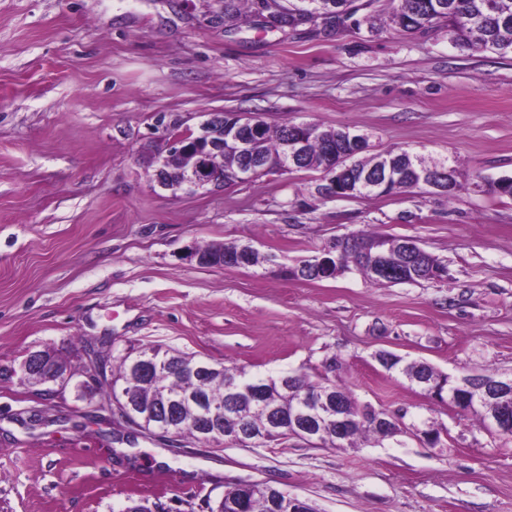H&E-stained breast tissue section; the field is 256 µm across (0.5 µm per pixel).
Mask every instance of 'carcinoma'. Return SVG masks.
Masks as SVG:
<instances>
[{"mask_svg": "<svg viewBox=\"0 0 512 512\" xmlns=\"http://www.w3.org/2000/svg\"><path fill=\"white\" fill-rule=\"evenodd\" d=\"M224 0V21L235 25L248 22L256 10L264 16L262 27L269 32L295 30L306 22L322 17L342 24L359 11L354 0ZM388 25L404 32H414L444 22L457 43L466 48L507 56L512 54V0H392ZM342 128H325L315 123H287L271 126L261 123L260 132H247V146L224 143V188L244 181L249 161L274 159L283 169L257 171L254 181L269 174L292 171H318L328 168L324 142L342 134ZM305 141L301 164L288 160V139ZM356 174L338 178L341 197H386L420 187L413 173L432 164L404 149H389L373 154L363 151L351 159ZM377 236L351 234L341 242H328L336 254V274L354 267L378 285L414 283L432 279V269L442 267L438 258L428 255L421 266L405 258L401 236H387L388 248L378 252L371 247ZM203 252L215 264L230 268L253 267L261 263L259 252L250 245H210ZM384 263L392 274L376 278L374 268ZM387 370H398L422 385L432 399L445 402L456 383L433 366L403 359L391 352L377 355ZM191 357L175 349L144 348L125 356L116 375L106 383L108 398H124L131 406L139 426L148 433L189 432L199 443L222 445L234 442L227 418L234 419L244 446L258 448L280 438L293 437L313 448H356L365 434L390 438L400 430V413L377 412L358 406L344 388L329 383H312L299 374L280 379H252L235 376L224 363H205L209 371L199 378L184 373ZM224 410V419H209L212 409ZM297 416V425L284 432L277 420ZM212 512H289L284 500L271 493L267 483H232Z\"/></svg>", "mask_w": 512, "mask_h": 512, "instance_id": "1", "label": "carcinoma"}]
</instances>
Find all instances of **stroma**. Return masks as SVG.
I'll return each instance as SVG.
<instances>
[{
  "instance_id": "obj_1",
  "label": "stroma",
  "mask_w": 512,
  "mask_h": 512,
  "mask_svg": "<svg viewBox=\"0 0 512 512\" xmlns=\"http://www.w3.org/2000/svg\"><path fill=\"white\" fill-rule=\"evenodd\" d=\"M371 0L331 34L224 21V0H0V512H211L226 484L266 482L320 512H512V440L376 361L386 350L452 377L512 374V199L422 187L321 199L317 175L171 193L141 158L157 114L207 112L350 127L488 180L512 176V56L459 47L447 26L405 33ZM408 237L435 281L375 285L357 270L295 276L351 233ZM249 244L268 263L203 266L192 248ZM52 347L81 373L162 346L258 378L344 386L403 412L360 447L112 442L74 391L20 380ZM434 428L430 445L420 435Z\"/></svg>"
}]
</instances>
